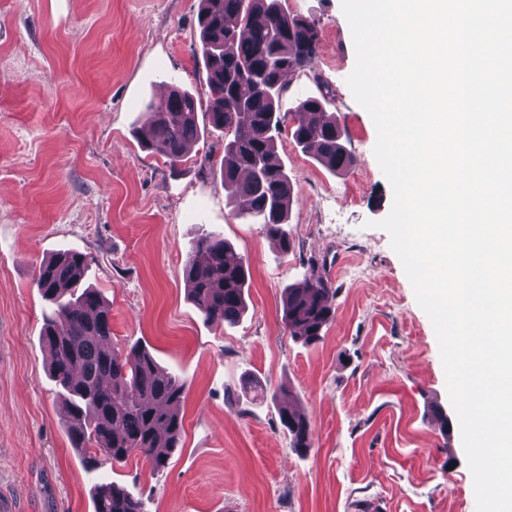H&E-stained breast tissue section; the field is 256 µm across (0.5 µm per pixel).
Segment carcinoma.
<instances>
[{"label":"carcinoma","instance_id":"cac0c4a2","mask_svg":"<svg viewBox=\"0 0 512 512\" xmlns=\"http://www.w3.org/2000/svg\"><path fill=\"white\" fill-rule=\"evenodd\" d=\"M200 2L207 102L171 85L164 98L146 105V142L176 164L199 138V118H204L209 130L224 134L222 185L233 213L262 225L286 253L291 242L285 226L295 188L275 159L273 131L291 122L297 146L334 173H347L355 165L340 127L326 112L327 96L306 98L280 112L287 77L309 67L317 55L319 29L313 21L288 15L281 0ZM86 270L85 255L61 250L35 273L38 290L51 304L41 342L67 404L73 447L91 471L137 455L159 472L180 441L186 382L161 367L147 348L112 345L110 307L95 289L82 286ZM184 275L189 297L205 320L218 326L239 320L248 264L222 235L209 233L197 241ZM332 294V283L310 265L303 280L284 295L283 322L290 335L306 345L319 342L336 317ZM254 391L277 404L289 446L309 451V419L290 403L278 404L280 390L259 382ZM94 512L145 509L141 497L103 480L95 485Z\"/></svg>","mask_w":512,"mask_h":512}]
</instances>
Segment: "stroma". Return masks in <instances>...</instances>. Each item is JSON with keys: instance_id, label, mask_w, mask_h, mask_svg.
<instances>
[{"instance_id": "stroma-1", "label": "stroma", "mask_w": 512, "mask_h": 512, "mask_svg": "<svg viewBox=\"0 0 512 512\" xmlns=\"http://www.w3.org/2000/svg\"><path fill=\"white\" fill-rule=\"evenodd\" d=\"M282 4L320 29L282 107L330 90L356 159L335 174L278 135L297 191L286 253L226 206L221 133L204 131L175 165L141 145L145 106L170 83L206 91L199 0H0V498L14 512H93L95 478L40 341L34 274L64 248L86 255L113 342L145 346L187 385L167 468L133 456L108 472L146 512H369L377 500L386 512H476L433 324L375 226L392 192L374 122L346 83L356 54L341 0ZM211 232L249 265L232 326L206 322L187 293L184 264ZM312 263L336 290V318L308 346L286 329L282 294ZM251 379L298 400L307 455Z\"/></svg>"}]
</instances>
